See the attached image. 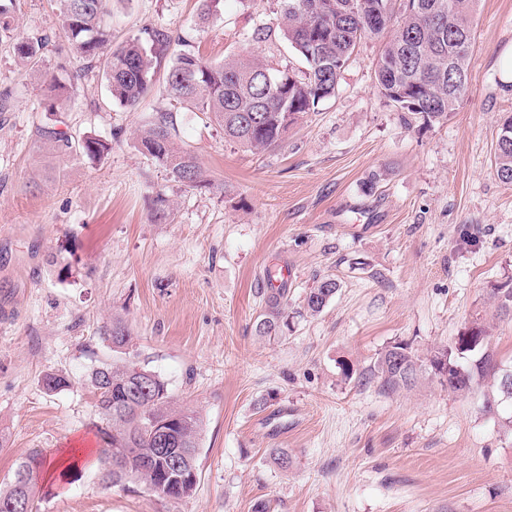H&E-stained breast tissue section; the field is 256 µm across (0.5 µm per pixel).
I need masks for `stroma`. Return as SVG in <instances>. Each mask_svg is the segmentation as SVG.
<instances>
[{
  "mask_svg": "<svg viewBox=\"0 0 512 512\" xmlns=\"http://www.w3.org/2000/svg\"><path fill=\"white\" fill-rule=\"evenodd\" d=\"M13 28L0 39V488L16 461H54L40 512H512V434L484 410L490 380L466 394L431 376L395 391L373 375L389 345L425 356L472 323L487 326L500 368L512 369V318L493 284L512 279V184L494 151L512 87L500 76L512 50V0H479L468 90L448 119L404 125L380 93L384 41L361 42L334 97L291 126L276 147L225 139L202 112L172 105L165 74L137 106L113 102L93 66L57 111L46 80L69 62L57 0H1ZM112 43L163 27L206 60L252 53L301 69L280 42L252 45L258 23L278 25L276 0H223L207 26L198 0H108ZM44 37L38 65L17 63L13 39ZM170 114L178 140L212 186L170 180L137 148L136 132ZM91 134L111 150L92 159L41 131ZM170 207L156 217L152 200ZM281 267L286 336L255 333L267 271ZM337 279L318 315L299 316L306 291ZM124 349L103 337L113 319ZM168 383L176 405L203 420L194 493L179 502L134 484L105 486L98 462L78 479L58 468L69 448L100 445L89 372L130 356ZM351 375H344L343 365ZM68 387L48 391L46 373ZM288 449L280 472L268 459Z\"/></svg>",
  "mask_w": 512,
  "mask_h": 512,
  "instance_id": "stroma-1",
  "label": "stroma"
}]
</instances>
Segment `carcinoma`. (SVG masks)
<instances>
[{
  "mask_svg": "<svg viewBox=\"0 0 512 512\" xmlns=\"http://www.w3.org/2000/svg\"><path fill=\"white\" fill-rule=\"evenodd\" d=\"M63 27L72 58L87 68L102 66L111 99L134 107L152 91L153 78L167 61V95L188 112H206L224 132V138L253 149L279 145L288 128L333 97L345 65L363 39L378 37L393 23L397 28L376 62L381 94L401 111L404 124L431 126L455 110L470 75L475 34L473 13L478 0H277L282 23L278 29L259 25L245 41L263 43L279 38L305 64L302 74L274 67L255 55L234 54L215 64L203 58L188 39L179 42L171 32L145 27L140 35L112 49V31L105 23L106 0H59ZM200 24L218 15L222 0H199ZM44 41L18 38L12 44L17 60L39 62ZM45 110L54 112L72 85L50 78ZM401 89L405 98L392 95ZM173 123L163 113L138 134L142 153L163 166L170 179L190 188L209 184L195 156L179 146ZM48 135L70 149L101 157L108 142L87 135L72 143L64 131ZM499 178L512 183V114L502 118L495 147ZM340 288L334 278H323L306 292L303 310L321 313ZM490 299L502 312H512V279L493 285ZM288 328V288L266 289L258 317L259 336L277 337ZM116 349L131 339L120 319L104 331ZM462 368L466 376L452 375ZM381 386L397 390L425 373L454 393H464L490 375L494 390L484 411L496 413L499 404L512 402V370L497 367L487 330L475 324L459 332L452 343L421 359L409 344L388 346L374 365ZM99 375L94 393L101 424L98 433L100 477L105 484L134 482L146 491L173 502L192 495L199 475L198 451L202 419L197 412L173 407L168 383L138 359L104 363L91 370ZM270 461L281 471L293 465L286 448H273ZM44 462L30 456L17 463L7 491H0V512H18L19 499L34 495Z\"/></svg>",
  "mask_w": 512,
  "mask_h": 512,
  "instance_id": "cac0c4a2",
  "label": "carcinoma"
}]
</instances>
